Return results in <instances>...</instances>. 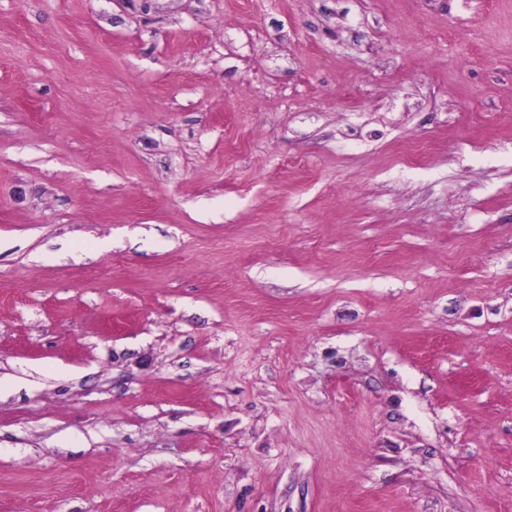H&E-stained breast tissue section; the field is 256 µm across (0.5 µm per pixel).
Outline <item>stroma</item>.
<instances>
[{
  "label": "stroma",
  "mask_w": 512,
  "mask_h": 512,
  "mask_svg": "<svg viewBox=\"0 0 512 512\" xmlns=\"http://www.w3.org/2000/svg\"><path fill=\"white\" fill-rule=\"evenodd\" d=\"M0 512H512V0H0Z\"/></svg>",
  "instance_id": "obj_1"
}]
</instances>
